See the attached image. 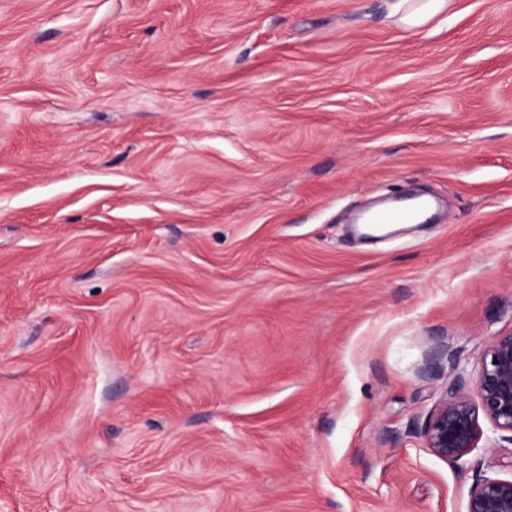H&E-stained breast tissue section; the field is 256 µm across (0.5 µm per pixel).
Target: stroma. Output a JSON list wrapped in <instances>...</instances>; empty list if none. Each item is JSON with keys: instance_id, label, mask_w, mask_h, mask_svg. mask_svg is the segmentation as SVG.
<instances>
[{"instance_id": "1", "label": "stroma", "mask_w": 512, "mask_h": 512, "mask_svg": "<svg viewBox=\"0 0 512 512\" xmlns=\"http://www.w3.org/2000/svg\"><path fill=\"white\" fill-rule=\"evenodd\" d=\"M0 0V512H465L421 428L512 331V0ZM424 193L433 223L353 216ZM392 14L408 28L425 26L437 15L448 11L452 0H393Z\"/></svg>"}]
</instances>
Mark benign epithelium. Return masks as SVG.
<instances>
[{
    "mask_svg": "<svg viewBox=\"0 0 512 512\" xmlns=\"http://www.w3.org/2000/svg\"><path fill=\"white\" fill-rule=\"evenodd\" d=\"M474 387L478 402L451 387L425 423L426 447L446 461L457 462L478 447L483 421L512 442V331L486 345ZM466 512H512V478L479 479L470 491Z\"/></svg>",
    "mask_w": 512,
    "mask_h": 512,
    "instance_id": "7a95c632",
    "label": "benign epithelium"
}]
</instances>
